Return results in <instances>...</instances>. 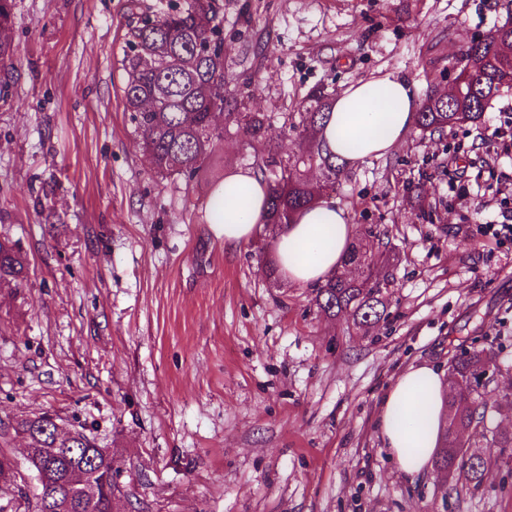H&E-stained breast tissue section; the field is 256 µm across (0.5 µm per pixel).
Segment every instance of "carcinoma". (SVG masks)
<instances>
[{
	"label": "carcinoma",
	"mask_w": 512,
	"mask_h": 512,
	"mask_svg": "<svg viewBox=\"0 0 512 512\" xmlns=\"http://www.w3.org/2000/svg\"><path fill=\"white\" fill-rule=\"evenodd\" d=\"M13 0H0V67L9 74L14 55ZM224 0H160L144 4L131 0L126 52L122 60L125 80L122 101L131 113L139 147L162 177L182 176L190 182L201 177L216 140L235 131L255 152L257 165L268 183L263 232L273 238L299 210L316 203L336 185L342 164L326 146L321 130L332 103L315 89L308 94L310 111L282 116L280 133L301 140L299 149L283 155L269 136L273 118L251 112L230 88L224 61ZM462 78L458 97L426 96L415 122L422 130L442 132L464 123H477L500 93L512 89V24L496 28L482 40L471 41L462 52ZM371 229L353 242L343 264L316 291L315 304L329 316L348 314L355 325L367 327L382 319L386 310L380 279L391 256L373 248ZM27 264L17 242L0 238V288H20ZM496 362L487 348L472 349L451 359L450 396L441 447L433 459L446 481L482 486L487 460L475 453L467 438H491V445L512 449V432H488L479 387L486 367ZM15 431L30 440L25 470L35 488L18 491L19 498L42 500L47 512H109L108 494L99 487L81 497L69 485L82 477V467L120 471L116 452L101 451L80 433H63L53 417L38 415L17 421ZM58 449L54 464L44 449ZM19 468L8 451L0 448V485L14 482Z\"/></svg>",
	"instance_id": "carcinoma-1"
}]
</instances>
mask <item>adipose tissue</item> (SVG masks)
Here are the masks:
<instances>
[{"instance_id":"ef3b65f1","label":"adipose tissue","mask_w":512,"mask_h":512,"mask_svg":"<svg viewBox=\"0 0 512 512\" xmlns=\"http://www.w3.org/2000/svg\"><path fill=\"white\" fill-rule=\"evenodd\" d=\"M418 105V88L409 77L386 73L359 81L336 98L324 127L325 142L349 165L386 155L403 142ZM219 190L224 217L212 224L215 236L229 247L253 241L266 216L263 176L236 171L225 176ZM352 236L347 210L322 197L279 231L272 248L276 271L291 284L319 286L343 260ZM447 396L443 377L425 364L408 367L384 395L377 427L402 474L423 472L440 448Z\"/></svg>"}]
</instances>
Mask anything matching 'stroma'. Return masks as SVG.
Segmentation results:
<instances>
[{
	"mask_svg": "<svg viewBox=\"0 0 512 512\" xmlns=\"http://www.w3.org/2000/svg\"><path fill=\"white\" fill-rule=\"evenodd\" d=\"M129 0H13L14 67L0 96V236L28 281L0 290V448L52 415L118 451L117 512H512V465L480 441V488L408 478L381 444L398 374L447 370L485 347L499 372L487 425L512 430V243L484 226L512 200V90L480 124L410 128L345 167L333 193L355 232L398 261L374 328L329 317L315 289L263 276L256 243L208 220L217 182L252 169L241 137L206 176L158 177L122 103ZM512 22V0H224L230 79L249 110L281 114L386 72L449 88L463 45Z\"/></svg>",
	"mask_w": 512,
	"mask_h": 512,
	"instance_id": "1",
	"label": "stroma"
}]
</instances>
